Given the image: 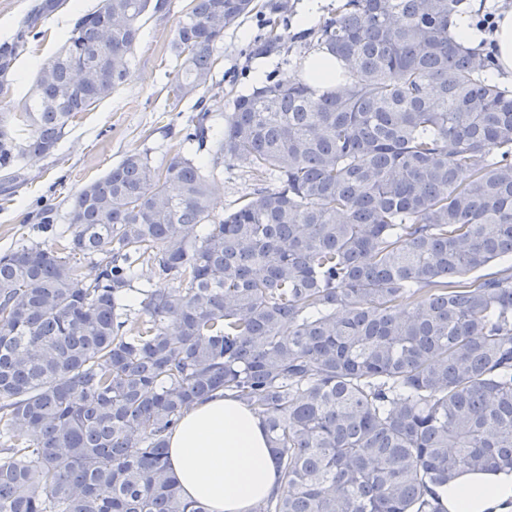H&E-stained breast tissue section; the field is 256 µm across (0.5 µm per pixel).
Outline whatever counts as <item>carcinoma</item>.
<instances>
[{"mask_svg":"<svg viewBox=\"0 0 512 512\" xmlns=\"http://www.w3.org/2000/svg\"><path fill=\"white\" fill-rule=\"evenodd\" d=\"M464 0H339L318 47L342 84L268 81L215 138L204 91L224 30L283 0H189L170 48L172 109L213 167L259 187L214 214L206 165L128 151L72 198L69 240L0 253V512H208L186 501L168 436L218 391L263 418L283 490L253 512H439L458 471L512 466V90L458 45ZM62 5L0 44V172L54 153L130 77L142 18L170 0L79 16L26 96L16 57ZM103 255L86 273L76 256ZM168 288L141 292L135 269Z\"/></svg>","mask_w":512,"mask_h":512,"instance_id":"carcinoma-1","label":"carcinoma"}]
</instances>
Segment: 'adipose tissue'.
<instances>
[{"label":"adipose tissue","instance_id":"obj_1","mask_svg":"<svg viewBox=\"0 0 512 512\" xmlns=\"http://www.w3.org/2000/svg\"><path fill=\"white\" fill-rule=\"evenodd\" d=\"M168 448L183 497L210 512H252L282 487L262 417L232 397L195 404ZM434 493L440 512H512V467L461 471Z\"/></svg>","mask_w":512,"mask_h":512}]
</instances>
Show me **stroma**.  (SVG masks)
Masks as SVG:
<instances>
[{
    "label": "stroma",
    "mask_w": 512,
    "mask_h": 512,
    "mask_svg": "<svg viewBox=\"0 0 512 512\" xmlns=\"http://www.w3.org/2000/svg\"><path fill=\"white\" fill-rule=\"evenodd\" d=\"M188 2L171 0L168 15L142 20L129 80L76 118L53 155L29 161L23 170V182L12 193H0V252L22 244L48 246L70 237L68 212L73 195L104 175L132 149L148 151L157 165L176 151L198 161L209 160L207 149L182 140V129L191 115L190 105L175 111L167 100L166 85L175 66L170 43ZM290 3L292 11L281 28L284 47L280 52L268 56L248 54V44L262 31L256 14L241 18L225 30L206 94L214 133L223 131L236 95L250 92L268 78L281 82L301 78L303 64L317 45L315 37L300 36L297 19L304 0ZM102 4L103 0H65L42 23L39 36L29 41L14 63L13 100H20L28 92L38 67L55 54L80 13ZM216 178L214 210L220 215L232 212L260 184L247 167L239 164L218 167ZM45 209L53 218L47 226L41 215Z\"/></svg>",
    "instance_id": "35a3bbf8"
}]
</instances>
